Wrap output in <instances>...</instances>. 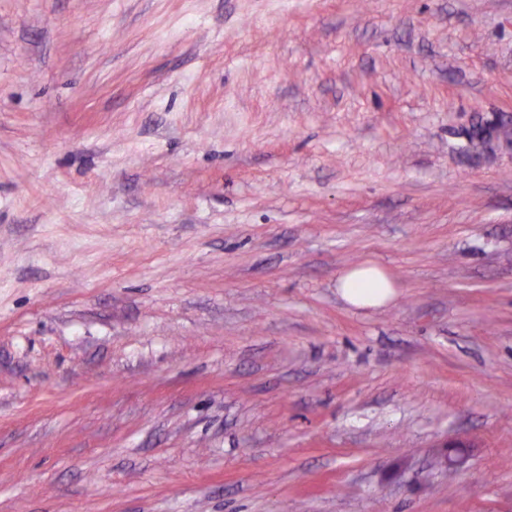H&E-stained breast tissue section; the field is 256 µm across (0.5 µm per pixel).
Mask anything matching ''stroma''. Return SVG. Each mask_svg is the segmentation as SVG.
Masks as SVG:
<instances>
[{
    "label": "stroma",
    "mask_w": 512,
    "mask_h": 512,
    "mask_svg": "<svg viewBox=\"0 0 512 512\" xmlns=\"http://www.w3.org/2000/svg\"><path fill=\"white\" fill-rule=\"evenodd\" d=\"M0 512H512V0H0ZM342 297L352 306L377 307L393 294V283L383 269L372 261L349 269L340 277Z\"/></svg>",
    "instance_id": "stroma-1"
}]
</instances>
